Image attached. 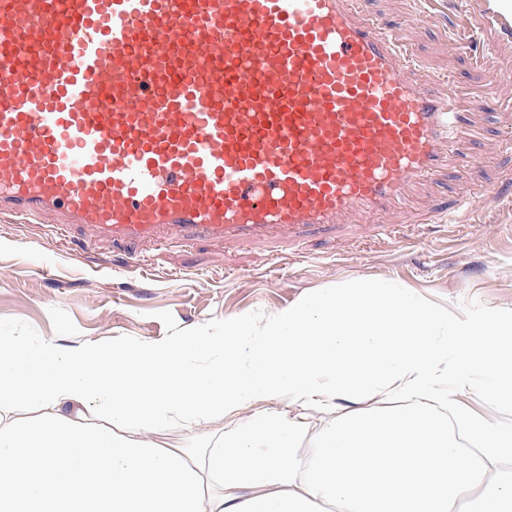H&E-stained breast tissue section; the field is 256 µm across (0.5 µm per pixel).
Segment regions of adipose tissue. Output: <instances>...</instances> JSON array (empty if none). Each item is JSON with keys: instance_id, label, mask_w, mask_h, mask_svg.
Listing matches in <instances>:
<instances>
[{"instance_id": "obj_1", "label": "adipose tissue", "mask_w": 512, "mask_h": 512, "mask_svg": "<svg viewBox=\"0 0 512 512\" xmlns=\"http://www.w3.org/2000/svg\"><path fill=\"white\" fill-rule=\"evenodd\" d=\"M464 389L512 408V309L454 311L385 278L184 336L66 347L0 333V421L43 411L0 428V512H512V478L447 463L465 439L512 457L511 427L465 413L464 435L449 429ZM380 392L396 406L325 423L301 457L289 407ZM90 410L110 426L84 425ZM218 415L235 421L219 443L153 440Z\"/></svg>"}]
</instances>
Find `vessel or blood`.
<instances>
[{"label":"vessel or blood","mask_w":512,"mask_h":512,"mask_svg":"<svg viewBox=\"0 0 512 512\" xmlns=\"http://www.w3.org/2000/svg\"><path fill=\"white\" fill-rule=\"evenodd\" d=\"M362 0H0V215L113 248L295 242L476 158L453 78ZM512 41V0H458Z\"/></svg>","instance_id":"1"}]
</instances>
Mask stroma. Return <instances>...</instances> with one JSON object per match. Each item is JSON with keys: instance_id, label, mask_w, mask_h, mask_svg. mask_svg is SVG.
I'll list each match as a JSON object with an SVG mask.
<instances>
[{"instance_id": "35a3bbf8", "label": "stroma", "mask_w": 512, "mask_h": 512, "mask_svg": "<svg viewBox=\"0 0 512 512\" xmlns=\"http://www.w3.org/2000/svg\"><path fill=\"white\" fill-rule=\"evenodd\" d=\"M366 8L396 24L422 69L483 98L459 135L489 152L488 162L413 188L410 210L382 235L355 232L351 216V231L310 235L295 255H273L266 243L173 242L129 259L105 241H59L51 214L31 224L0 216V332L66 346L182 336L243 312L267 319L360 276L393 279L443 307H512V44L465 47L449 0H367ZM393 404L378 395L339 398L325 411L292 408L308 425L302 453L326 420Z\"/></svg>"}]
</instances>
